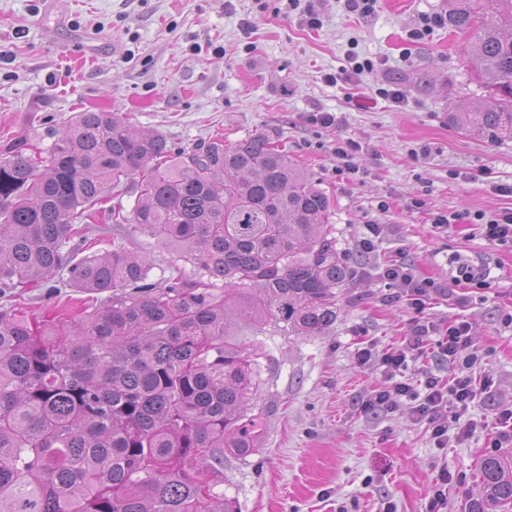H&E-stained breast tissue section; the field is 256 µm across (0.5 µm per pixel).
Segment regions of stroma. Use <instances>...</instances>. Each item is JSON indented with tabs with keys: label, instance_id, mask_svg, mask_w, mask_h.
Returning <instances> with one entry per match:
<instances>
[{
	"label": "stroma",
	"instance_id": "1",
	"mask_svg": "<svg viewBox=\"0 0 512 512\" xmlns=\"http://www.w3.org/2000/svg\"><path fill=\"white\" fill-rule=\"evenodd\" d=\"M448 0H377L361 17L342 0H323L322 24H303L287 0H0V151L19 139L50 147L64 118L86 108L127 112L137 128L157 132L175 149L223 136L233 144L262 132L311 171L329 195L337 247L354 271L339 290L335 323L317 336H297L246 320L232 332L259 354V388L250 404L262 415L260 448L224 456V491L238 512H427L435 479L452 482L441 512H464L481 496L479 457L512 409V245H494L479 222L512 210V141L489 143L448 121L451 106L475 108L489 97L475 79L471 37L439 26L421 37L424 17ZM374 67L358 89L330 82L349 55ZM397 87L405 103L378 97ZM363 95L353 105L351 94ZM315 112L343 123L309 122ZM361 146L358 173H340L339 141ZM466 214L463 224L436 227L438 214ZM382 225L371 246L368 227ZM146 255L150 278L171 266L193 276L179 252L131 224L86 227ZM402 259L432 281L425 317L462 319L479 355L473 435L436 447L406 399L367 411L363 400L387 387L380 370L361 364L368 347L405 350L416 314L402 281L388 279ZM469 264L487 281L459 280ZM109 299L62 288L22 289L28 319L79 314Z\"/></svg>",
	"mask_w": 512,
	"mask_h": 512
}]
</instances>
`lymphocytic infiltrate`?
<instances>
[{
	"mask_svg": "<svg viewBox=\"0 0 512 512\" xmlns=\"http://www.w3.org/2000/svg\"><path fill=\"white\" fill-rule=\"evenodd\" d=\"M407 341L416 349H423L427 343H434L439 357L456 366L449 379H441L432 372H424L417 383L400 381L399 376L407 367L403 355L388 353L381 359H374L371 349L360 351L361 362L378 361L384 374L393 378L394 384L388 390H376L365 401L368 409L393 406L396 399L406 398L413 404L419 419L427 421L430 434L437 447H447L449 440H466L476 429L477 424L469 420L468 414L474 408L479 391L472 369L478 360L469 328L465 321H453L448 326H440L428 320H415ZM455 400V418L461 419L456 431H449L437 415V410L445 396Z\"/></svg>",
	"mask_w": 512,
	"mask_h": 512,
	"instance_id": "lymphocytic-infiltrate-1",
	"label": "lymphocytic infiltrate"
}]
</instances>
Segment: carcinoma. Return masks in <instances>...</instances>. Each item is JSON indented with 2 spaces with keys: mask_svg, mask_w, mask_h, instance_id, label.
I'll return each mask as SVG.
<instances>
[{
  "mask_svg": "<svg viewBox=\"0 0 512 512\" xmlns=\"http://www.w3.org/2000/svg\"><path fill=\"white\" fill-rule=\"evenodd\" d=\"M445 24L474 40L491 103L448 122L512 141V0H448ZM108 209L178 248L198 272L160 282L123 245L80 255L84 224ZM334 204L263 133L175 152L125 113H74L52 146L0 155V298L40 284L111 293L78 317L32 326L0 307V512H238L217 491L224 453L259 447L247 414L259 382L231 332L241 315L315 336L336 321L352 272L336 248ZM67 271L68 278L59 277ZM482 499L512 503V448L478 460Z\"/></svg>",
  "mask_w": 512,
  "mask_h": 512,
  "instance_id": "cac0c4a2",
  "label": "carcinoma"
}]
</instances>
